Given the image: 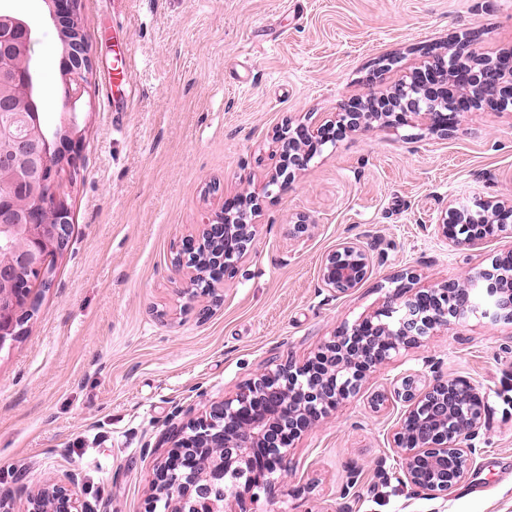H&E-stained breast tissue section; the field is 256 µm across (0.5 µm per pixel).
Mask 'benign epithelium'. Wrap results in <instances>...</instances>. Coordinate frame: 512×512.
Listing matches in <instances>:
<instances>
[{
  "label": "benign epithelium",
  "mask_w": 512,
  "mask_h": 512,
  "mask_svg": "<svg viewBox=\"0 0 512 512\" xmlns=\"http://www.w3.org/2000/svg\"><path fill=\"white\" fill-rule=\"evenodd\" d=\"M45 2L51 19L60 25L69 69L91 71L89 49L75 33L78 0ZM32 40L29 19L0 10V114L29 130L28 136L8 143L0 139V179L23 185L21 193L0 198V234L23 239L13 260L0 264V349L21 333L32 312L33 290L16 281L15 271L24 266L45 275V238L63 252L72 235L68 209L47 190L56 141L44 131ZM424 57L422 64L401 72L388 85L384 76L398 69L399 59L381 58L369 77L366 96L342 105L329 120L282 124L274 135L279 162L263 195H234L239 210L224 211L216 221L202 225L199 234L183 238L175 266L192 282L205 277V264L221 282L232 276L255 239L252 217L260 210L261 198L283 193L324 145L347 133L408 126L449 138L464 113L484 105L505 109L512 104V53L476 56L473 46L456 37L449 48L424 49ZM314 229L307 214L289 218V234L298 242L311 237ZM434 234L457 249L490 238L512 239V195L479 199L470 208L450 206L434 224ZM372 270L371 253L357 241L346 240L322 258L320 279L328 291L343 295L361 286ZM393 282L396 289L381 307L338 330L306 362L273 360L234 396L176 426L173 450L156 470L148 512H157L161 499L166 500V512H224L229 498L237 501L239 512H248L245 500L267 492L270 475L288 472V451L302 433L357 396L366 375L392 354L472 317L492 324L512 321V246L490 266L468 268L433 286H417L411 272L397 275ZM389 400L404 407L393 436L400 459L395 479L420 496L447 497L480 453L475 440L485 420L483 396L462 379L437 377L421 388L417 375L407 374L377 394L372 407L379 410ZM80 482L78 471H66L30 494L24 512H98L97 506L79 500Z\"/></svg>",
  "instance_id": "benign-epithelium-1"
}]
</instances>
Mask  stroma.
Returning <instances> with one entry per match:
<instances>
[{
	"label": "stroma",
	"instance_id": "obj_1",
	"mask_svg": "<svg viewBox=\"0 0 512 512\" xmlns=\"http://www.w3.org/2000/svg\"><path fill=\"white\" fill-rule=\"evenodd\" d=\"M34 23L43 113L78 123L52 190L73 224L38 313L0 350V495L21 512L30 492L80 470L81 499L100 512H146L171 414L191 416L233 396L269 358L304 362L338 328L379 308L392 279L422 285L489 266L508 245L452 248L431 229L449 203L512 190V112L462 117L453 137L406 129L349 134L326 146L254 217L252 252L201 315L172 263L181 240L236 191L261 190L278 162L272 135L285 120L334 115L367 91L373 63L408 68L421 48L465 31L482 51L512 50V0H79L94 59L63 71V43L43 0H0ZM132 60L130 90L112 92V46ZM316 225L297 242L288 219ZM354 239L373 256L371 277L337 296L322 257ZM440 362L427 372L425 358ZM420 371L469 381L488 401L476 463L448 498L381 485L374 463L395 467L401 408L370 400ZM287 475L249 512H512V323L476 318L400 350L360 394L290 450ZM358 471V498L344 497Z\"/></svg>",
	"mask_w": 512,
	"mask_h": 512
}]
</instances>
